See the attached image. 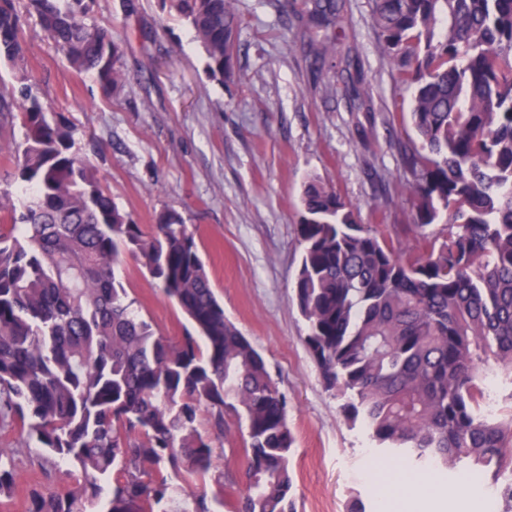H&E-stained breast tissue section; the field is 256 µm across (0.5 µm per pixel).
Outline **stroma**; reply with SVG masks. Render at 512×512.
Instances as JSON below:
<instances>
[{"label":"stroma","instance_id":"obj_1","mask_svg":"<svg viewBox=\"0 0 512 512\" xmlns=\"http://www.w3.org/2000/svg\"><path fill=\"white\" fill-rule=\"evenodd\" d=\"M25 5L16 2L33 92L66 117L76 150L135 223L174 210L191 225L225 315L287 396L298 512H347L357 501L378 512L368 470L396 462L374 450L324 387L293 293L308 177L355 206L359 224L402 229V246L415 244L399 152L416 139L410 93L392 80L369 0H344L336 54L320 79L296 17L302 0H235L236 79L224 84L209 78L205 54L170 0H96L92 18L123 51L125 82L109 94L70 68ZM352 77L368 97H350ZM126 271L135 311L179 339V310L134 264ZM454 476L436 469L429 485L407 491L411 512H455Z\"/></svg>","mask_w":512,"mask_h":512}]
</instances>
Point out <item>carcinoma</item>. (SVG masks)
Listing matches in <instances>:
<instances>
[{"instance_id": "1", "label": "carcinoma", "mask_w": 512, "mask_h": 512, "mask_svg": "<svg viewBox=\"0 0 512 512\" xmlns=\"http://www.w3.org/2000/svg\"><path fill=\"white\" fill-rule=\"evenodd\" d=\"M94 0H27L71 67L111 91L119 46L88 23ZM308 40L335 53L342 0H305ZM220 82L235 77L232 0H177ZM371 20L411 93L420 146L400 148L416 249L356 223L313 176L294 284L304 343L352 423L395 459L491 474L512 512V407L486 411L487 376L512 401V0H371ZM21 16L0 0V64L15 73L23 141L8 150L31 192L0 204V504L16 468L57 487L27 512H297L288 401L224 315L194 233L167 210L134 223L75 151L72 128L27 83ZM445 225V232L432 229ZM133 260L192 325L178 340L139 317L116 270ZM245 423L226 443V416ZM41 452L34 455L30 444ZM240 455L245 492L218 461ZM65 462L68 467L60 468Z\"/></svg>"}]
</instances>
